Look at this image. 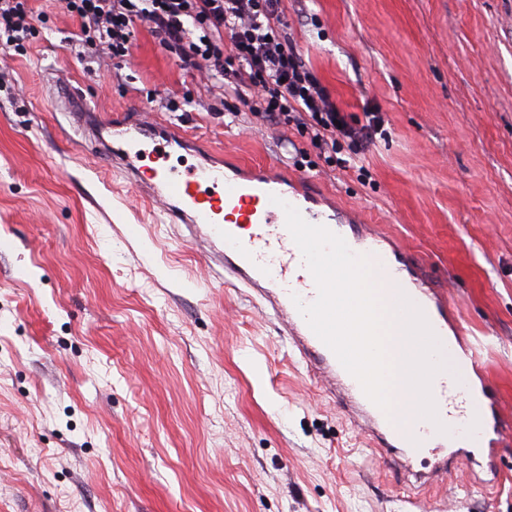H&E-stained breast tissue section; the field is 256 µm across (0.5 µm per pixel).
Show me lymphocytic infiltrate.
Wrapping results in <instances>:
<instances>
[{"label":"lymphocytic infiltrate","instance_id":"1","mask_svg":"<svg viewBox=\"0 0 512 512\" xmlns=\"http://www.w3.org/2000/svg\"><path fill=\"white\" fill-rule=\"evenodd\" d=\"M78 23V58L129 56L137 24L187 67L204 70L238 114H252L307 135L326 161L338 139L371 137L381 125L374 113L355 127L301 61L288 39L284 0H63ZM30 0H0V38L24 54L34 34Z\"/></svg>","mask_w":512,"mask_h":512}]
</instances>
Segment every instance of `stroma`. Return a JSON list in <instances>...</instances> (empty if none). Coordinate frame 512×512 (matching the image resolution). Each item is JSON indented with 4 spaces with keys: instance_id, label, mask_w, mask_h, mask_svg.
I'll list each match as a JSON object with an SVG mask.
<instances>
[{
    "instance_id": "obj_1",
    "label": "stroma",
    "mask_w": 512,
    "mask_h": 512,
    "mask_svg": "<svg viewBox=\"0 0 512 512\" xmlns=\"http://www.w3.org/2000/svg\"><path fill=\"white\" fill-rule=\"evenodd\" d=\"M288 36L349 123L328 167L147 25L87 71L62 0L0 67V512H512V0H288ZM155 113L225 160L315 181L453 302L506 431L495 473L419 485L379 453L251 292L228 288L53 108ZM177 102L178 111L168 109Z\"/></svg>"
}]
</instances>
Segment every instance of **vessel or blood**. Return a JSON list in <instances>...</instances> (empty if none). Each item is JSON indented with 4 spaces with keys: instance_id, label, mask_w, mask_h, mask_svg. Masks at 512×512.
<instances>
[{
    "instance_id": "b4317fda",
    "label": "vessel or blood",
    "mask_w": 512,
    "mask_h": 512,
    "mask_svg": "<svg viewBox=\"0 0 512 512\" xmlns=\"http://www.w3.org/2000/svg\"><path fill=\"white\" fill-rule=\"evenodd\" d=\"M66 106L73 126L105 152L113 168L137 191L160 203L168 216L185 224L191 237L205 245L207 255L219 258L225 284L243 285L266 300L294 351L318 370L326 389L338 396L346 411L368 425L379 447L399 449L405 464L422 456L436 457L434 468L419 479L431 484L445 477L451 460L448 435L468 428L467 405L475 388L439 372L431 382L438 422L419 417L408 425L391 421L298 311V303L316 299L317 288L286 227L281 205L295 206L305 221L327 227L353 253L368 256L379 279L389 286L388 305L406 295L423 311L439 340L447 341L448 304L418 263L397 256L386 236L365 233L359 225L345 223L339 213L322 208L313 192L301 190L299 180L246 176L204 157L180 170L170 165L165 146L177 142L187 152H196L195 140L183 132L141 112L105 120L77 97ZM274 195L280 204L271 203ZM243 224L248 234L239 233ZM442 424L447 427L443 433L438 430Z\"/></svg>"
}]
</instances>
